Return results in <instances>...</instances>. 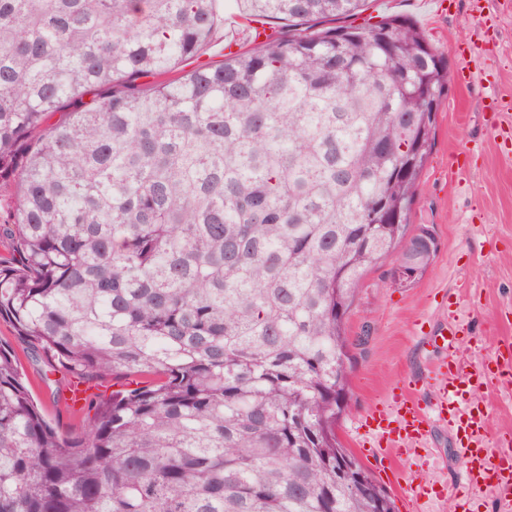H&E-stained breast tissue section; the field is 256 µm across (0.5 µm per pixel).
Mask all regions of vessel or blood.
<instances>
[{"label": "vessel or blood", "mask_w": 512, "mask_h": 512, "mask_svg": "<svg viewBox=\"0 0 512 512\" xmlns=\"http://www.w3.org/2000/svg\"><path fill=\"white\" fill-rule=\"evenodd\" d=\"M466 327L449 318L433 330L429 341L441 350L440 396L430 407H422L411 390L395 394L387 409L367 415L362 425L375 435L391 458L409 454L412 447L423 444L434 423L447 425L457 441L456 454L463 463L460 482L468 490H485L498 499L502 512H512V450L495 448L488 443L490 409L482 404L462 405L466 391L494 382L512 386V353H495L475 365L466 364L460 349ZM430 484L419 481L398 486L397 492L405 512H423Z\"/></svg>", "instance_id": "vessel-or-blood-1"}]
</instances>
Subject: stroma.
Returning a JSON list of instances; mask_svg holds the SVG:
<instances>
[{"label": "stroma", "instance_id": "stroma-1", "mask_svg": "<svg viewBox=\"0 0 512 512\" xmlns=\"http://www.w3.org/2000/svg\"><path fill=\"white\" fill-rule=\"evenodd\" d=\"M368 16L411 19L448 59L451 72L468 66V85L451 82L437 114L435 146L422 174L412 231L428 229L438 249L426 272L409 288L392 285L390 264L368 272L348 320L350 336L365 337L356 351L350 401L337 433L343 444L380 484L383 465L363 450L356 426L362 416L386 408L408 379L423 406L438 396L433 370L442 354L425 339L450 314L468 322L466 357L478 362L499 342L512 339V0H368ZM224 18L195 62L219 63L228 43L244 44L250 32L240 26L236 0H218ZM0 342L13 347L34 396L48 420L62 431L81 434L86 417L56 407L42 379L44 365L33 364L11 322L0 318ZM479 399L492 412L490 441L512 433V391L482 387ZM445 428L399 460L403 480L424 479L434 493L426 512H500L490 492L457 496L461 463L453 462Z\"/></svg>", "mask_w": 512, "mask_h": 512}]
</instances>
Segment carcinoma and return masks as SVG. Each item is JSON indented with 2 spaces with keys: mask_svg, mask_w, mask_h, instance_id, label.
Segmentation results:
<instances>
[{
  "mask_svg": "<svg viewBox=\"0 0 512 512\" xmlns=\"http://www.w3.org/2000/svg\"><path fill=\"white\" fill-rule=\"evenodd\" d=\"M215 0H0V512H397L336 428L367 272L424 273L408 235L447 58L366 0H246L288 27L168 79ZM153 77L150 84L140 79ZM0 340L4 344L12 346L16 351L26 378L30 383L33 395L40 400L46 418L53 423H58L62 432H68L72 435L81 434L86 420L85 415L71 414L63 408L56 407L49 400V390L46 386L48 381L44 382L41 379L43 372L47 369L46 364H32L25 354V344L15 336V330L11 322L3 318H0Z\"/></svg>",
  "mask_w": 512,
  "mask_h": 512,
  "instance_id": "carcinoma-1",
  "label": "carcinoma"
}]
</instances>
